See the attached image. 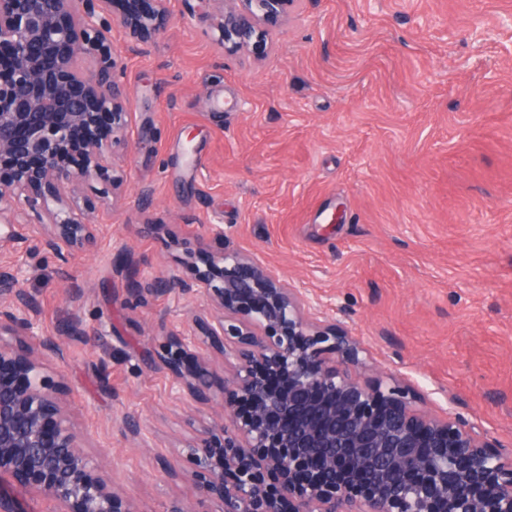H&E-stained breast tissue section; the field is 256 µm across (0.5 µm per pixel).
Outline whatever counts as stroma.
<instances>
[{
	"label": "stroma",
	"instance_id": "stroma-1",
	"mask_svg": "<svg viewBox=\"0 0 512 512\" xmlns=\"http://www.w3.org/2000/svg\"><path fill=\"white\" fill-rule=\"evenodd\" d=\"M166 8L152 44L112 32L133 122L116 198L79 193L95 249L58 259L26 224L0 245L66 346L46 368L84 451L137 512H217L194 465L164 472L221 421L219 400L179 399L156 355L189 307L134 298L124 267L188 280L202 246L328 301L365 349L363 381L407 375L414 407L512 448V0H299L259 59L220 47L200 0Z\"/></svg>",
	"mask_w": 512,
	"mask_h": 512
}]
</instances>
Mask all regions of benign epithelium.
Listing matches in <instances>:
<instances>
[{
    "label": "benign epithelium",
    "instance_id": "obj_1",
    "mask_svg": "<svg viewBox=\"0 0 512 512\" xmlns=\"http://www.w3.org/2000/svg\"><path fill=\"white\" fill-rule=\"evenodd\" d=\"M165 0H0V242L32 214L43 246L90 251L92 217L79 188L109 175L127 140L112 29L148 43L166 28ZM200 19L232 51L264 50L268 28L299 0H203ZM79 156L66 165L61 155ZM194 278L138 280L132 291H176L204 308L199 333L161 336L157 357L179 396L209 401L214 373L200 353L224 357L229 422L183 448L202 473L199 495L222 512H512V455L459 419L412 407L394 374L351 376L359 342L322 315L306 289L282 283L252 256L198 251ZM20 271L0 266V477L54 501L56 512H137L112 486L45 371L62 345L41 337ZM18 337L16 343L1 339Z\"/></svg>",
    "mask_w": 512,
    "mask_h": 512
}]
</instances>
